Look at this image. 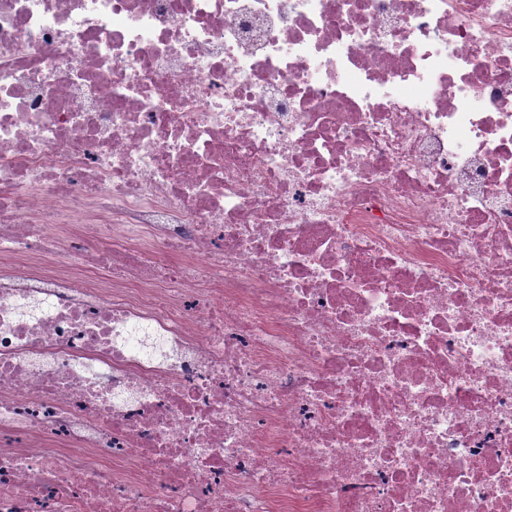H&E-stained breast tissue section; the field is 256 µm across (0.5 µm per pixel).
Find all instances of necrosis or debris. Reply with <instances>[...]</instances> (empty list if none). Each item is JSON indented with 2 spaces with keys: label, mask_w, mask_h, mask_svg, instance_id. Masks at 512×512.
<instances>
[{
  "label": "necrosis or debris",
  "mask_w": 512,
  "mask_h": 512,
  "mask_svg": "<svg viewBox=\"0 0 512 512\" xmlns=\"http://www.w3.org/2000/svg\"><path fill=\"white\" fill-rule=\"evenodd\" d=\"M0 512H512V0H0Z\"/></svg>",
  "instance_id": "1"
}]
</instances>
